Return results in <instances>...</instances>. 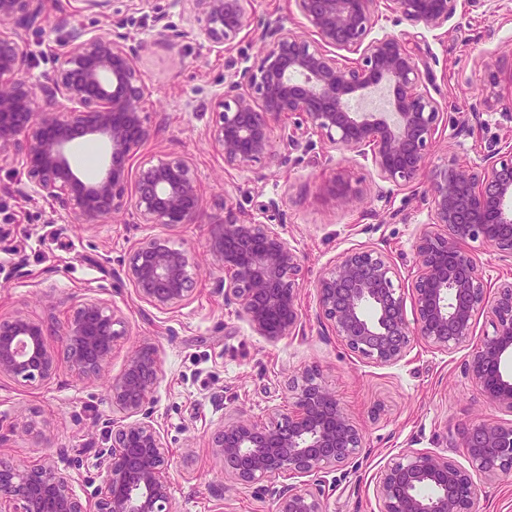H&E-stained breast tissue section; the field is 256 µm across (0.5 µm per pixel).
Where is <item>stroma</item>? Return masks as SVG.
Instances as JSON below:
<instances>
[{
	"label": "stroma",
	"instance_id": "1",
	"mask_svg": "<svg viewBox=\"0 0 512 512\" xmlns=\"http://www.w3.org/2000/svg\"><path fill=\"white\" fill-rule=\"evenodd\" d=\"M109 17L82 10L79 0H48V13L68 16L89 33L122 34L136 47V67L148 90L143 110L153 135L142 160H189L206 211L230 199L246 215L277 225L301 263L303 331L277 343L254 334L224 299V271L208 252L205 224H137L119 213L102 224H74L29 186L18 159L0 166V316L22 310L39 319L69 316L78 301L97 300L121 321L112 359L95 381L59 371L45 384L0 380V424L7 437L0 456L30 465L52 455L88 496L98 480L95 463L111 407L109 382L142 347L157 354L160 380L153 417L172 456L169 471L175 512H269L270 488L280 479L233 483L209 447L224 418L271 421L288 405L291 380L316 368L362 435L357 467L329 472L326 512H377L375 475L392 456L428 450L463 461V428L476 420L507 421L512 414L486 404L463 368L464 350L441 353L424 343L393 365H379L349 351L320 316L313 285L346 252H384L394 280L411 303L414 244L429 221L423 185L395 189L382 182L371 160L341 155L324 143L291 150L278 145L271 167L234 170L213 149L208 130L214 98L225 79L253 67L263 48L267 19L281 17L304 33L293 0H249L250 26L230 48L209 50L189 33L195 24L188 0H115ZM31 83L41 81L68 48L66 32L50 24L23 30ZM432 74L437 100L453 102L432 162L447 155L479 161L512 146V0L457 13L417 47ZM361 182L351 208L328 188L340 168ZM161 238L195 259L193 292L171 311L140 301L124 271L135 248Z\"/></svg>",
	"mask_w": 512,
	"mask_h": 512
}]
</instances>
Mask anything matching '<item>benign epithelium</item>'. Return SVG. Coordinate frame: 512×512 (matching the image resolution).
I'll return each mask as SVG.
<instances>
[{"mask_svg": "<svg viewBox=\"0 0 512 512\" xmlns=\"http://www.w3.org/2000/svg\"><path fill=\"white\" fill-rule=\"evenodd\" d=\"M195 36L224 49L247 26V0H190ZM483 0H295L310 37L279 18L263 26L258 65L224 81L215 98L211 144L224 166L246 170L277 157L275 131L289 148L316 134L331 148L371 157L380 180L403 189L429 172L423 200L430 209L415 245L414 323L404 314L395 269L373 249L345 253L314 284L318 308L344 345L380 365L403 360L421 341L439 352L469 342L476 317L492 332L464 357L483 400L512 413V279L490 286L468 242L480 240L512 259V149L472 165L446 158L430 165L448 104L432 96L419 67L415 34H374L378 4L393 25L442 29L458 10ZM47 0H0V156L20 157L30 187L74 224H101L126 212L139 224H198L206 217L191 164L185 159L135 163L152 130L142 115L147 88L135 49L110 33L72 27L69 50L38 85L24 76L27 53L19 29L47 21ZM382 87L383 112L352 101ZM103 142L99 177L87 182L71 164L79 139ZM330 193L351 207L362 196L349 171ZM210 255L224 267V300L270 343L301 330L300 258L273 224L241 217L224 202L211 221ZM192 255L163 240L141 243L126 271L138 297L166 311L192 291ZM116 314L96 300L80 302L64 322L22 311L0 319V379L45 383L66 365L79 379L99 376L112 356ZM158 359L150 347L128 360L108 386L112 413L107 449L97 458L99 485L77 494L72 476L49 456L20 468L0 457V512H173L164 476L169 450L148 404ZM469 467L431 451H405L375 476L378 512H478L487 481L512 473V421H480L462 432ZM224 477L253 483L286 474L297 484L273 493L272 512H325L322 473L346 467L362 436L336 395L312 368L293 386L288 411L262 424L229 418L211 437Z\"/></svg>", "mask_w": 512, "mask_h": 512, "instance_id": "1", "label": "benign epithelium"}]
</instances>
